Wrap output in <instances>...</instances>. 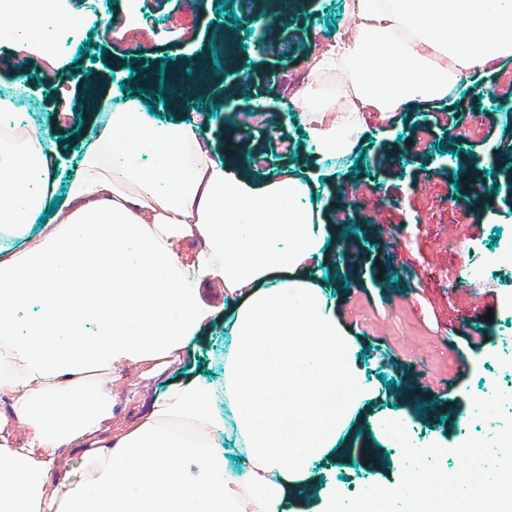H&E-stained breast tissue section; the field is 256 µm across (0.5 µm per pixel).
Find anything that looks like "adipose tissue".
Listing matches in <instances>:
<instances>
[{"instance_id":"adipose-tissue-1","label":"adipose tissue","mask_w":512,"mask_h":512,"mask_svg":"<svg viewBox=\"0 0 512 512\" xmlns=\"http://www.w3.org/2000/svg\"><path fill=\"white\" fill-rule=\"evenodd\" d=\"M345 13L347 39L293 100L322 155L352 153L367 113L448 98L512 57V0H345ZM0 19L15 52L47 55L46 32L71 22L55 0H0ZM156 87L138 79L121 112L97 92L81 101L67 183L45 126L0 141V512H342L335 487L313 493V464L372 391L315 276L330 248L317 185L254 181L195 118L152 121L141 101ZM213 280L220 309L202 294ZM219 318L223 387L173 379L113 432L120 371L182 365Z\"/></svg>"}]
</instances>
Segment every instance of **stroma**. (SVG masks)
I'll use <instances>...</instances> for the list:
<instances>
[{
  "instance_id": "obj_1",
  "label": "stroma",
  "mask_w": 512,
  "mask_h": 512,
  "mask_svg": "<svg viewBox=\"0 0 512 512\" xmlns=\"http://www.w3.org/2000/svg\"><path fill=\"white\" fill-rule=\"evenodd\" d=\"M344 0H298L287 23L252 20L239 24L230 0H123L105 15L89 14L84 0H63L82 19L68 49L47 59L36 54L0 53V87L24 81L27 103L37 120L63 136L62 179L74 175L83 135L75 99L89 86L111 90L123 102L121 84L143 68H188L204 54L215 70L203 90L208 108L194 114L216 144L235 141L251 157L255 180L271 175H309L323 183L327 224L346 219L345 250L330 254L319 275L336 315L355 339L356 357L374 388L342 438L336 453L316 464L318 485L363 482L388 489L403 480L407 446L430 449L421 469L456 472L462 445L492 465L512 435V410L501 394L512 390V266L499 264L512 242V178L499 166V145L512 141V61L496 73L465 85L456 106L447 101L415 102L389 122L366 118L356 152L344 160L317 156L306 132L288 118L301 82L300 64L313 54L312 25L334 37L346 35ZM183 46H173L174 36ZM240 74L225 70V56ZM261 99L268 112L254 131L243 132L226 111L239 101ZM475 176L477 194L465 192L463 172ZM462 235L461 247L452 237ZM494 269L480 284L466 274L476 256ZM489 291L491 321L473 322L481 291ZM485 337L478 350L468 337ZM224 327L214 326L196 347L184 373L220 383ZM414 406L407 413L405 444H381L376 432L397 410L404 391ZM112 425L142 419L153 388L142 386L137 369L122 373L114 389ZM373 451L376 465L361 459Z\"/></svg>"
}]
</instances>
